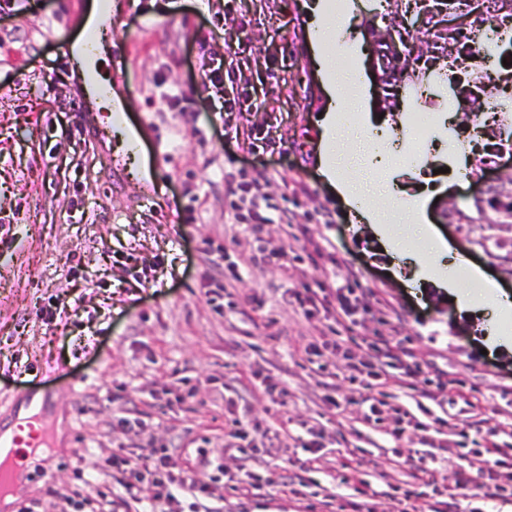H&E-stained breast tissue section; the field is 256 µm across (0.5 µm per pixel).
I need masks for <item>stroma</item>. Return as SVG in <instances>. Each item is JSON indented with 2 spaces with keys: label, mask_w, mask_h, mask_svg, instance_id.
<instances>
[{
  "label": "stroma",
  "mask_w": 512,
  "mask_h": 512,
  "mask_svg": "<svg viewBox=\"0 0 512 512\" xmlns=\"http://www.w3.org/2000/svg\"><path fill=\"white\" fill-rule=\"evenodd\" d=\"M326 50L344 73L355 56L371 74L373 49L362 34L385 0H324ZM309 0H112L108 20L126 46L110 61L113 86L128 105L146 156L166 165L139 180L128 146L108 132L106 111L88 97L68 60L66 32L80 30L82 0H0V421L21 417V393L53 395L48 476L31 474L9 508L40 503L70 512L69 500L92 478L97 455L146 459L170 449L172 471L212 483L197 466L208 444L227 475L260 490L224 503L226 512H320L324 495L350 496L339 482L352 457L371 487L369 512H392L411 496L421 512H512V353L485 350L482 320L455 297L423 285L414 297L392 269L368 225L357 223L317 164L318 118L329 81L311 47ZM252 47L236 72L239 96L257 110L215 114L198 66L202 52L224 54L239 40ZM179 88L190 112L169 108ZM467 80L432 98L403 95L382 112L369 86L362 121L343 125L351 154L407 147L418 114L428 146L413 163L373 168V187L394 183L419 220L403 225L411 247L432 229L469 258L448 275L476 296L473 271L512 292V272L464 241L465 229L442 224L440 202L467 204L459 156L492 151L494 141L463 126L457 106ZM267 136L265 150L239 151L235 135ZM253 175V191L297 209L289 233L269 226L256 244L245 225L224 216V173ZM321 249L318 263L307 252ZM332 283L345 291L323 305L284 303L291 290ZM67 315L48 320V302ZM349 310L348 350L333 330ZM389 339L393 355L381 425L365 420L376 382L365 340ZM355 366L357 379L343 376ZM283 392L282 402L271 391ZM126 417L130 426H118ZM241 419L250 462L225 449L228 422ZM504 427L492 465L475 426ZM437 449L432 480H408L413 457ZM318 459L306 464L308 450ZM471 467L466 494L454 473ZM290 472L293 488L281 486ZM501 497L487 503L481 485Z\"/></svg>",
  "instance_id": "35a3bbf8"
}]
</instances>
